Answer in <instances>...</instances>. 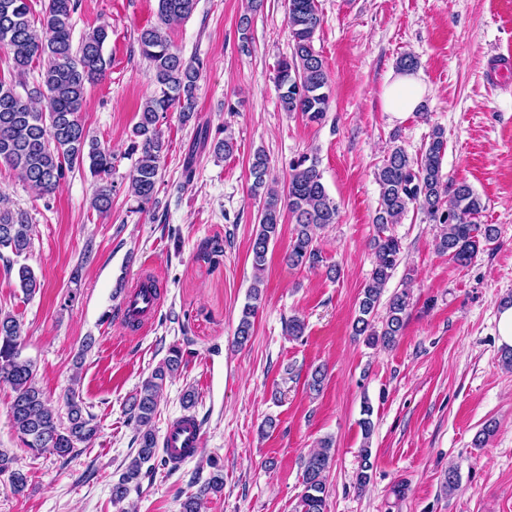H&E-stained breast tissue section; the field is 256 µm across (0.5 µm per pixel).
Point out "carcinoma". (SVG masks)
Returning a JSON list of instances; mask_svg holds the SVG:
<instances>
[{
    "label": "carcinoma",
    "mask_w": 512,
    "mask_h": 512,
    "mask_svg": "<svg viewBox=\"0 0 512 512\" xmlns=\"http://www.w3.org/2000/svg\"><path fill=\"white\" fill-rule=\"evenodd\" d=\"M197 0H158L154 26L141 29L137 41L142 56L153 69L155 90L139 113L133 127L132 153L138 155L129 176L128 194L137 209L147 210L155 200L161 160L166 151L161 120L167 112H179L181 121H190L195 112L196 91L204 63L198 57L185 59L174 45L167 28L191 17ZM78 0H47L40 26L30 19L29 0H0V48L11 55L14 78L0 77V162L11 167L31 188L49 195L65 176V169L88 167L96 188L91 206L106 214L112 209V150L90 135L80 118L87 88L107 71L110 61L104 56L112 25L103 22L86 33L79 45H73L72 17ZM287 22L292 52L278 61L275 83L280 106L285 112H299L310 122L320 123L332 102L331 82L322 55L313 47V37L321 24L316 0H287ZM42 65L40 82L21 96L17 87L34 64ZM447 140L442 128L432 131L420 157H409L404 148L391 149L375 172L379 186V204L374 223L399 224L410 208L421 210L429 223L439 226L436 247L457 265L465 267L474 258L479 238L494 239L496 229L477 223L483 206L473 188L465 182L454 185L444 181L442 158ZM250 192L262 199L258 224L252 239L253 268L265 269L271 243L278 239L284 213L295 220L288 247L287 262L293 268L313 270L323 263L314 245L312 227L336 223L338 206L321 181L317 158L303 154L288 166L286 187L278 189L271 177L267 155L259 150L249 167ZM31 244V224L22 211L0 208V250L15 256L24 254ZM375 260L368 283L358 303L353 331L367 337L371 345H393L401 335L410 306L406 289L393 294L386 305L381 324H376L384 286L392 277L402 246L393 235L378 236L373 241ZM20 288L25 294L35 292L39 283L31 269L18 271ZM261 280L252 286L253 304L244 306L235 331V342L246 344L253 332L258 312ZM23 330L19 320L0 312V382L11 386L13 399L10 418L18 438L32 453L70 455L75 443L91 440L96 432L92 417L85 413L75 393L66 395L68 425L58 424L57 414L48 406L43 389L35 381L34 365L22 357ZM183 353L174 347L164 361L141 384L130 405V419L137 426L138 449L118 480L112 484L113 501L126 499L129 485L141 475L145 464L158 454L155 419L166 381L182 362ZM359 421L364 438L360 449L361 466L356 475L358 486L370 480L373 433L372 408L365 402ZM332 441H321V449L304 464V486L300 512H325L326 473L333 456ZM212 477L181 503V512H201L205 497L224 488V476L217 462ZM8 474L10 488L24 491L27 476L14 467V458L0 451V474Z\"/></svg>",
    "instance_id": "1"
}]
</instances>
